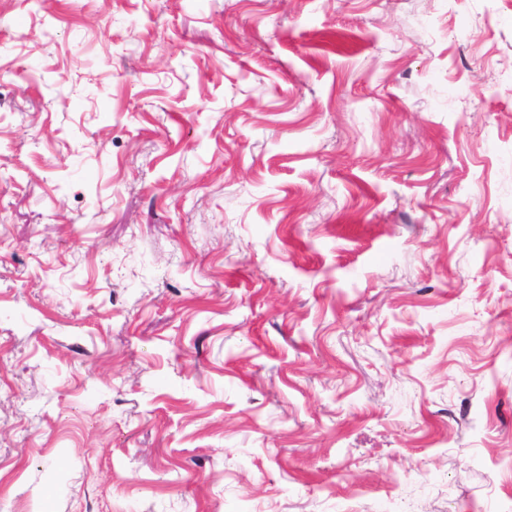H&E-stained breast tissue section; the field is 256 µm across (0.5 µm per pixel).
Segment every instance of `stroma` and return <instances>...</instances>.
I'll list each match as a JSON object with an SVG mask.
<instances>
[{
  "instance_id": "1",
  "label": "stroma",
  "mask_w": 512,
  "mask_h": 512,
  "mask_svg": "<svg viewBox=\"0 0 512 512\" xmlns=\"http://www.w3.org/2000/svg\"><path fill=\"white\" fill-rule=\"evenodd\" d=\"M0 512H512V0H0Z\"/></svg>"
}]
</instances>
